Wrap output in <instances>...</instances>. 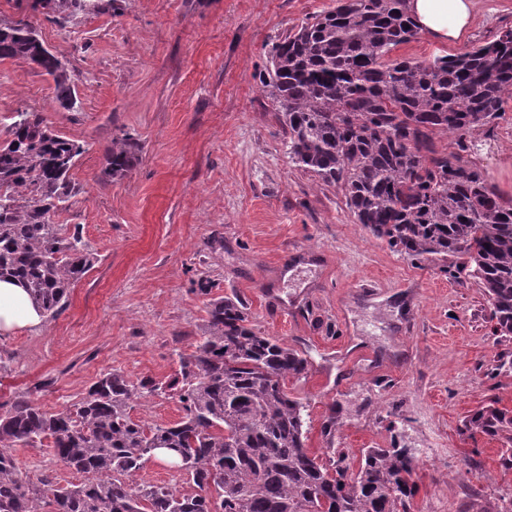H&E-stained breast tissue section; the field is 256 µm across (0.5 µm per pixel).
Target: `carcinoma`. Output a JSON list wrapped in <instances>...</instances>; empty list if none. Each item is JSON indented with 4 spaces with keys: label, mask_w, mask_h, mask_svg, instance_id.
Listing matches in <instances>:
<instances>
[{
    "label": "carcinoma",
    "mask_w": 512,
    "mask_h": 512,
    "mask_svg": "<svg viewBox=\"0 0 512 512\" xmlns=\"http://www.w3.org/2000/svg\"><path fill=\"white\" fill-rule=\"evenodd\" d=\"M407 0H338L270 50L261 83L288 137V156L341 192L362 229L410 257L464 260L485 288L494 332L512 335V198L460 153L474 131L501 118L512 92V28L490 42L430 62L390 57L417 34ZM74 15L99 0H32L31 9ZM25 59L52 77L55 99L75 105L73 74L27 22L0 26V60ZM129 137L112 140L105 172L125 175L137 159ZM82 145L17 111L0 144V277L17 279L44 314L63 311L94 254L79 230L62 234L53 215L75 190ZM243 306L210 303L202 341L165 382L135 385L105 372L76 404L47 412L30 400L0 415V512H411L416 462L408 448L343 451L322 459L307 448V404L286 380L306 379L310 361L246 325ZM173 394V425L134 419L131 402ZM512 447V410L484 406L465 420ZM47 442L83 475L34 482L13 449ZM155 448H178L184 483L141 486L135 477Z\"/></svg>",
    "instance_id": "carcinoma-1"
}]
</instances>
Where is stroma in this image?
Listing matches in <instances>:
<instances>
[{"instance_id":"1","label":"stroma","mask_w":512,"mask_h":512,"mask_svg":"<svg viewBox=\"0 0 512 512\" xmlns=\"http://www.w3.org/2000/svg\"><path fill=\"white\" fill-rule=\"evenodd\" d=\"M335 5L112 0L64 20L0 0V24L30 21L76 78L68 110L50 76L23 59L0 61V103L44 113L82 144L76 193L53 221L79 230L97 257L63 312L0 333V415L21 398L62 409L108 370L167 380L198 345L210 301L235 296L254 332L310 357L306 380L287 387L308 404L312 452L409 448L411 512H499L512 469L497 442L463 422L491 403L512 409V337L494 335L484 288L455 260L400 255L357 224L335 187L293 165L262 88L272 45ZM511 26L512 0H479L466 41L436 46L419 34L398 54L457 55ZM126 134L138 159L108 178L105 151ZM474 138L472 161L512 196V97ZM131 415L171 425L183 410L153 396L136 399ZM14 456L29 477L82 480L50 448Z\"/></svg>"}]
</instances>
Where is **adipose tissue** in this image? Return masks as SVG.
<instances>
[{
    "label": "adipose tissue",
    "instance_id": "1",
    "mask_svg": "<svg viewBox=\"0 0 512 512\" xmlns=\"http://www.w3.org/2000/svg\"><path fill=\"white\" fill-rule=\"evenodd\" d=\"M478 0H408L418 30L431 42L445 45L467 37ZM44 316L25 288L9 278L0 280V332L36 328Z\"/></svg>",
    "mask_w": 512,
    "mask_h": 512
}]
</instances>
